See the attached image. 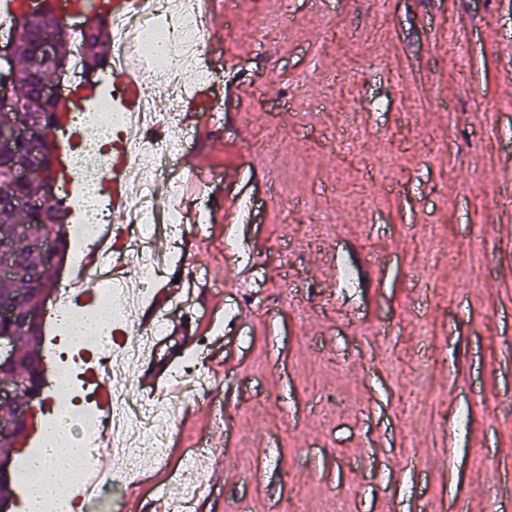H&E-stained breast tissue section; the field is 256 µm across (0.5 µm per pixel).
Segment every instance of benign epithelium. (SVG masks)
Instances as JSON below:
<instances>
[{"label":"benign epithelium","instance_id":"benign-epithelium-1","mask_svg":"<svg viewBox=\"0 0 512 512\" xmlns=\"http://www.w3.org/2000/svg\"><path fill=\"white\" fill-rule=\"evenodd\" d=\"M43 22L50 36L43 40L41 57L52 77L44 81V93L62 104L69 102L65 96L63 79L67 76V66L74 50L71 26L55 27L44 14L32 10ZM19 75L18 34L4 45H0V141L9 139L17 130L21 118L19 105L12 86V80ZM31 141L33 153L48 152L52 157L53 170L61 171L63 161L57 158L56 133L43 135L32 127ZM13 242L0 241V278L5 281L38 285L34 291L26 288L17 292L0 294V322L8 329L0 330V427H6L11 434L10 445L0 448V483L8 484L11 465L18 446L33 424L34 405L20 404L25 373L20 370V326L28 306L37 309L39 317H44L47 305L52 300L55 288L45 285L46 279L57 283L64 264L65 254L57 246V236L53 232L40 235L34 242V262L20 263L12 257Z\"/></svg>","mask_w":512,"mask_h":512}]
</instances>
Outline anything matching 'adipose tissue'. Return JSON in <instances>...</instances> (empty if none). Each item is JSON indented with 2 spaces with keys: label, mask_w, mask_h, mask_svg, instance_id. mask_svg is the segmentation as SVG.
<instances>
[{
  "label": "adipose tissue",
  "mask_w": 512,
  "mask_h": 512,
  "mask_svg": "<svg viewBox=\"0 0 512 512\" xmlns=\"http://www.w3.org/2000/svg\"><path fill=\"white\" fill-rule=\"evenodd\" d=\"M70 410V405H58L59 429L46 433L40 455L30 462L22 474V481L30 493L32 507H39L50 491L58 486L74 483L79 479L78 473L71 467V462L85 456L86 448L84 441L64 436L62 425L67 422Z\"/></svg>",
  "instance_id": "1"
}]
</instances>
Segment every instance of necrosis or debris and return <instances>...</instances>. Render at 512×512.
Segmentation results:
<instances>
[{
	"label": "necrosis or debris",
	"instance_id": "obj_1",
	"mask_svg": "<svg viewBox=\"0 0 512 512\" xmlns=\"http://www.w3.org/2000/svg\"><path fill=\"white\" fill-rule=\"evenodd\" d=\"M116 46L109 65L139 86V106L128 111L116 108L118 89L107 91L105 101L94 111L72 113L71 125L80 135L71 166L82 186L97 184L98 163L122 157L132 171L129 203L124 210L112 208V201L100 197L93 211H82L81 223L93 226L95 264L86 258L74 260L73 278L101 284L102 290L76 293L61 301L54 311L58 324H66L86 306L106 309L117 331L134 326L138 304L152 293L168 268L166 256L157 254L153 238L159 228L170 234L182 232L180 198L186 178L177 165L188 143L189 129L180 114L182 102L205 95L214 85L215 65L209 60L205 31L208 18L199 0H145L135 12L116 14L110 19ZM168 101V111L157 109ZM171 186L167 199H159L158 181ZM123 225L120 237H113V225ZM129 254L127 276L112 272V251ZM135 346L113 343L111 334H93L86 348L69 357V365L57 374V386L66 394L74 412L69 432L82 438L96 430L109 437V452L121 461L125 472L135 471L142 458L164 464L174 424L168 406L159 399H144L119 365L120 359L136 357ZM80 487H61L47 500L43 512H78L86 497L101 492L94 482L91 457L78 464Z\"/></svg>",
	"mask_w": 512,
	"mask_h": 512
}]
</instances>
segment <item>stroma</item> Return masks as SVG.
Here are the masks:
<instances>
[{"label": "stroma", "mask_w": 512, "mask_h": 512, "mask_svg": "<svg viewBox=\"0 0 512 512\" xmlns=\"http://www.w3.org/2000/svg\"><path fill=\"white\" fill-rule=\"evenodd\" d=\"M205 42L250 126L225 114L181 160L228 178L221 200L185 191L168 274L216 303L169 313L209 320L214 402L180 401L166 464L201 439L229 458L196 469L216 487L193 512H488L512 477V0H241ZM157 484L104 487L99 512Z\"/></svg>", "instance_id": "stroma-1"}]
</instances>
